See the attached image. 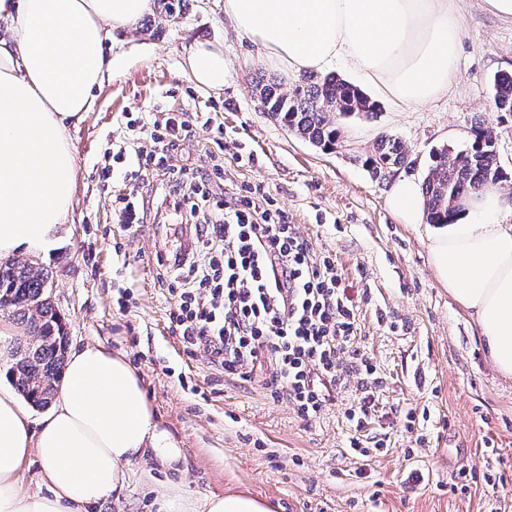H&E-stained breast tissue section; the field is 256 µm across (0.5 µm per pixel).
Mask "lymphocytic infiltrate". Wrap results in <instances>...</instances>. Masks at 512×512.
<instances>
[{"label":"lymphocytic infiltrate","instance_id":"obj_1","mask_svg":"<svg viewBox=\"0 0 512 512\" xmlns=\"http://www.w3.org/2000/svg\"><path fill=\"white\" fill-rule=\"evenodd\" d=\"M186 112L155 123L151 149L138 167L166 177L174 209L191 219L198 265L190 256L158 258L170 275L169 329L184 351L206 358L225 376L261 386L288 401L304 422L320 418L332 394L354 388L346 410L350 448L368 456L362 433L378 413L383 379L362 350L354 295L332 254H316L285 211L258 208L253 189L225 199L213 189L224 166L194 170L174 158L192 132Z\"/></svg>","mask_w":512,"mask_h":512}]
</instances>
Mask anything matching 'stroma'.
I'll return each instance as SVG.
<instances>
[{
	"mask_svg": "<svg viewBox=\"0 0 512 512\" xmlns=\"http://www.w3.org/2000/svg\"><path fill=\"white\" fill-rule=\"evenodd\" d=\"M224 0H177L175 15L154 8L113 58L90 112L70 129L77 183L68 236L50 255L32 256L53 279L51 300L69 346L97 343L137 370L161 425L184 450L186 470L144 474L131 467L120 507L101 512H155L156 496L178 486L194 508L206 497L247 493L271 512H512V378L491 364L469 313L429 264L426 225L402 223L386 205L391 180L372 178L362 160L379 133L408 145L405 175L423 180L434 149L462 150L472 129L491 124L498 160L512 173V120L493 107L492 80L512 72V21L487 0H456L459 52L448 88L428 101L401 105L360 76L381 110L338 119L339 141L321 149L267 116L253 95L258 73L284 86L296 78L266 61L234 33ZM224 47L222 92L199 89L184 73L195 42ZM183 109L201 120L175 163H224L225 196L261 186L312 244L331 253L349 285L369 289L359 308L365 349L384 381L369 436L384 446L359 459L347 451L344 416L354 391L329 402L312 423L297 419L255 384L224 377L201 357L188 358L168 330L169 279L156 263L168 225L157 216L165 187L145 181L146 216L137 230L117 217L118 198L133 190L124 173L152 145L153 124ZM111 179H103V170ZM386 312L396 328L377 321ZM416 409L408 422V409ZM475 474L464 494L449 487L460 471Z\"/></svg>",
	"mask_w": 512,
	"mask_h": 512,
	"instance_id": "stroma-1",
	"label": "stroma"
}]
</instances>
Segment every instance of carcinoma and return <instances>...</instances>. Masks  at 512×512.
Segmentation results:
<instances>
[{
    "label": "carcinoma",
    "instance_id": "carcinoma-1",
    "mask_svg": "<svg viewBox=\"0 0 512 512\" xmlns=\"http://www.w3.org/2000/svg\"><path fill=\"white\" fill-rule=\"evenodd\" d=\"M256 97L267 115L295 135L326 148L336 145L340 117H369L380 111L379 103L359 87L329 74L303 76L286 91L275 78L258 77ZM495 111L512 116V73L493 78ZM413 163L410 149L392 135L381 134L363 165L376 179L393 169ZM508 180L498 161L494 127L475 126L473 141L464 150L444 147L431 155L422 184L424 216L430 224H449L463 200L490 181ZM49 274L27 261L15 260L0 271V296H5L8 315L25 326L28 336L13 346L9 376L17 391L38 407L48 406L57 391L66 357L67 336L47 290Z\"/></svg>",
    "mask_w": 512,
    "mask_h": 512
}]
</instances>
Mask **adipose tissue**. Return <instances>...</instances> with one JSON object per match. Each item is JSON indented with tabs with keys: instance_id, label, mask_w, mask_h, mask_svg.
Instances as JSON below:
<instances>
[{
	"instance_id": "1",
	"label": "adipose tissue",
	"mask_w": 512,
	"mask_h": 512,
	"mask_svg": "<svg viewBox=\"0 0 512 512\" xmlns=\"http://www.w3.org/2000/svg\"><path fill=\"white\" fill-rule=\"evenodd\" d=\"M153 0H0V262L46 253L68 232L77 182L69 127L93 106L112 71L105 43L128 41ZM237 34L265 59L303 75L337 62L400 103L426 101L448 84L459 22L450 0H224ZM187 72L223 90L224 49L193 45ZM389 209L421 223L414 179H397ZM512 196L497 184L473 195L450 224L428 230L429 262L472 316L489 358L512 376ZM31 493L19 485L32 460ZM184 455L156 420L142 380L99 344L72 349L50 413L32 424L0 389V512H99L119 502L132 466L176 469Z\"/></svg>"
}]
</instances>
